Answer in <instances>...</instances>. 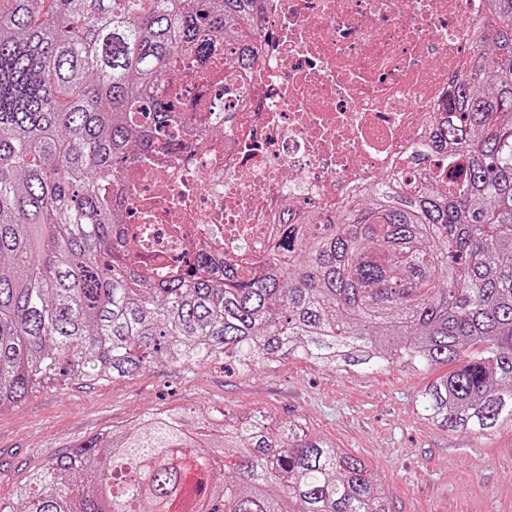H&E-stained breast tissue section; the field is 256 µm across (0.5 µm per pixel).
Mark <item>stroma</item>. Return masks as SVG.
<instances>
[{
  "label": "stroma",
  "instance_id": "stroma-1",
  "mask_svg": "<svg viewBox=\"0 0 512 512\" xmlns=\"http://www.w3.org/2000/svg\"><path fill=\"white\" fill-rule=\"evenodd\" d=\"M445 366L348 372L289 357L249 373L212 362L149 366L96 385L48 384L0 411V505L30 472L75 444L162 409L261 410L302 419L362 458L393 512H512V427L480 436L424 420L415 399Z\"/></svg>",
  "mask_w": 512,
  "mask_h": 512
}]
</instances>
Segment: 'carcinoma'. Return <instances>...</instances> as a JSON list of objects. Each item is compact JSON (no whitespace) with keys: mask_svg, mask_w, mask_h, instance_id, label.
I'll return each mask as SVG.
<instances>
[{"mask_svg":"<svg viewBox=\"0 0 512 512\" xmlns=\"http://www.w3.org/2000/svg\"><path fill=\"white\" fill-rule=\"evenodd\" d=\"M263 0H0V410L53 379L289 356L345 371L456 367L434 425L512 426V0L430 116L413 180L311 209L247 266L210 251L155 280L126 258V167L181 120L168 79H244ZM0 512H393L368 465L298 418L165 409L50 459Z\"/></svg>","mask_w":512,"mask_h":512,"instance_id":"cac0c4a2","label":"carcinoma"}]
</instances>
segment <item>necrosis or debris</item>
Here are the masks:
<instances>
[{
  "mask_svg": "<svg viewBox=\"0 0 512 512\" xmlns=\"http://www.w3.org/2000/svg\"><path fill=\"white\" fill-rule=\"evenodd\" d=\"M483 0H264L247 85L224 70L180 77L189 154L125 172L121 221L142 269L269 250L288 209L335 208L407 171L427 117L470 52Z\"/></svg>",
  "mask_w": 512,
  "mask_h": 512,
  "instance_id": "necrosis-or-debris-1",
  "label": "necrosis or debris"
}]
</instances>
